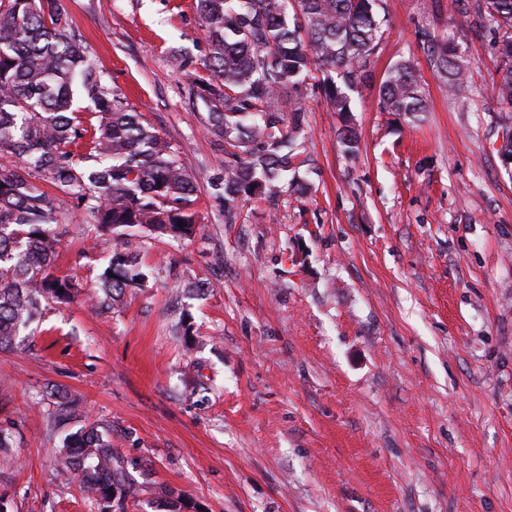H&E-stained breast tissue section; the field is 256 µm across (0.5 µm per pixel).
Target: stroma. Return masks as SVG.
I'll return each instance as SVG.
<instances>
[{"mask_svg": "<svg viewBox=\"0 0 512 512\" xmlns=\"http://www.w3.org/2000/svg\"><path fill=\"white\" fill-rule=\"evenodd\" d=\"M449 2L384 0L348 119L308 82V192L228 215L213 181L229 158L190 77L208 53L196 0H64L91 61L179 149L200 224L190 241L142 239L149 281L101 312L92 284L111 253L56 200L69 233L53 272L85 288L0 351L9 512H98L52 455L96 421L131 463L126 512L175 497L199 512H512V112L494 99V31ZM429 34L467 58L460 96ZM404 58L427 101L415 118L379 108ZM199 279L212 289L187 293ZM184 313L194 335L178 331ZM54 386L73 404L58 425L33 406Z\"/></svg>", "mask_w": 512, "mask_h": 512, "instance_id": "1", "label": "stroma"}]
</instances>
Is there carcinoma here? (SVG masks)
<instances>
[{"mask_svg": "<svg viewBox=\"0 0 512 512\" xmlns=\"http://www.w3.org/2000/svg\"><path fill=\"white\" fill-rule=\"evenodd\" d=\"M301 21H290V2ZM383 0H197L209 52L192 83L208 93L207 128L232 158L215 187L224 211L282 182L302 154L300 128L306 82L317 72L332 109L351 111L350 92L367 72L382 37ZM477 8L500 33L494 42L500 110L512 111V0H483ZM306 37H301V33ZM430 61L458 94L468 64L453 40L430 36ZM90 102L91 117L73 108L74 86ZM290 93L289 121L278 111ZM383 112L426 111L411 60L393 65L379 87ZM47 182L70 198L96 228L112 234V254L98 276L101 303L110 307L147 281L138 260L143 235L189 240L198 229L192 209L197 184L179 151L92 65L71 34L63 0H0V351L22 341L41 317L42 303L68 304L80 284L52 273L66 233ZM64 292H59V289ZM67 416L65 392L34 399ZM12 424L0 425V463L12 462ZM56 463L73 471L82 493L101 512H126L137 489L112 450V429L98 422L67 434L54 448Z\"/></svg>", "mask_w": 512, "mask_h": 512, "instance_id": "1", "label": "carcinoma"}]
</instances>
